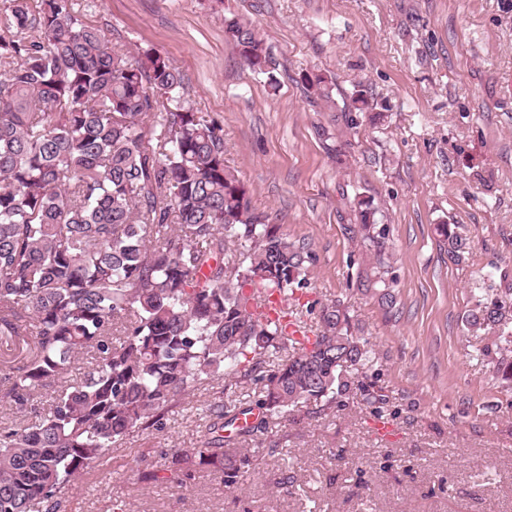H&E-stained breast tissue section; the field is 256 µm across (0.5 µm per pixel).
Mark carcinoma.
<instances>
[{
	"instance_id": "obj_1",
	"label": "carcinoma",
	"mask_w": 512,
	"mask_h": 512,
	"mask_svg": "<svg viewBox=\"0 0 512 512\" xmlns=\"http://www.w3.org/2000/svg\"><path fill=\"white\" fill-rule=\"evenodd\" d=\"M241 59L263 72L270 53L253 21L224 18ZM308 95L331 101L333 81L302 73ZM182 76L152 49L132 60L73 0H9L0 28V339L21 348L0 363L6 397L24 406L60 385L49 410L0 428V512H39L109 451L164 427L197 387L228 377L262 384L258 422L267 430L298 405L343 406L355 393L379 400L346 373L374 361L350 331L347 310L322 306L302 338L251 307L252 286L295 298L307 288L304 248L269 216L225 164L214 123L180 104ZM351 109L383 118L357 89ZM350 238L374 248L373 201H357ZM479 302L468 329H495L494 370L512 382L507 302ZM298 350L282 355L277 339ZM83 355L74 383L64 379ZM248 407L214 401L207 440L175 448L163 478L183 485L190 470L233 486L249 459L224 449V428Z\"/></svg>"
}]
</instances>
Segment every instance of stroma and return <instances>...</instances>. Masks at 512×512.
<instances>
[{"label":"stroma","mask_w":512,"mask_h":512,"mask_svg":"<svg viewBox=\"0 0 512 512\" xmlns=\"http://www.w3.org/2000/svg\"><path fill=\"white\" fill-rule=\"evenodd\" d=\"M74 11L114 47L179 69L185 106L222 126L253 208L311 252L310 297L344 300L371 343L362 379L383 400L311 404L265 433L231 434L250 460L239 483L199 470L179 487L156 474L170 449L203 440L216 397L191 391L164 430L112 449L54 512H512V387L482 355L494 333L463 321L512 289V0H74ZM231 14L257 23L268 72L225 35ZM303 70L332 78V103L308 96ZM357 89L387 106L381 124L344 111ZM360 195L385 231L381 272L344 231ZM442 224L466 240L461 261Z\"/></svg>","instance_id":"stroma-1"}]
</instances>
